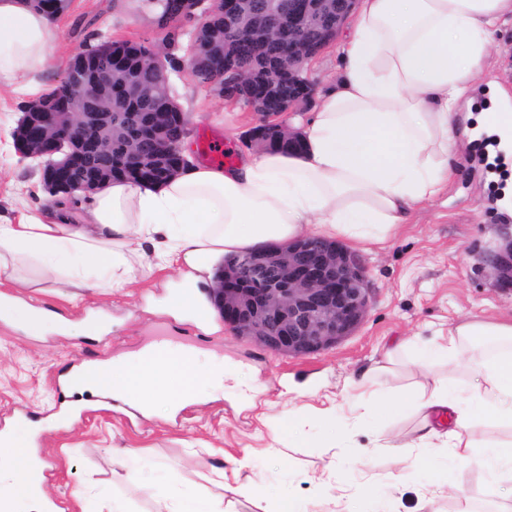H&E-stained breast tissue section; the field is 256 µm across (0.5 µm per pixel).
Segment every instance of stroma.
I'll use <instances>...</instances> for the list:
<instances>
[{
    "label": "stroma",
    "instance_id": "1",
    "mask_svg": "<svg viewBox=\"0 0 512 512\" xmlns=\"http://www.w3.org/2000/svg\"><path fill=\"white\" fill-rule=\"evenodd\" d=\"M54 25L55 68L43 79L47 92L89 34L145 44L164 39L149 11L131 0H71ZM170 83L188 116L190 140L205 128L225 148L242 150L241 138L257 119L251 109L225 102L185 72L171 74ZM495 88L512 98V22L472 93L476 132L455 154L457 175L434 201L418 205L392 240L359 248L370 280L367 315L350 336L320 353L272 352L234 334L214 309L205 324L173 315L168 301L186 283L178 269L117 287L73 288L29 265L19 270L21 283L0 282V434L37 423L29 449L52 461L43 488L57 512H99L114 498L128 512H156L146 487L171 479L223 499L230 512H274L273 500L282 494L302 512H361L370 495L381 512H458L461 493L512 512V481L490 482L475 464L449 465L447 488L431 493L412 447L418 414L402 411L370 433L343 400L359 373L382 363L387 369L374 388L386 397L435 378L471 387L472 375L463 367L418 370L413 344L465 317L512 318V290L500 287L483 263L486 252L512 235V210L503 204L512 193V154L491 145L479 128L483 102ZM26 100L0 87V216L13 220L55 204L38 161L21 159L14 149L12 132ZM17 302L58 313L70 332L28 328L4 309ZM158 331L199 349L204 370L223 371V380L208 376L198 401L172 413L147 416L88 393L84 407L65 410L70 371L128 356ZM288 413L294 426L286 432ZM329 418L346 429L345 447L325 440ZM245 456L268 498L239 500L230 492L236 462Z\"/></svg>",
    "mask_w": 512,
    "mask_h": 512
}]
</instances>
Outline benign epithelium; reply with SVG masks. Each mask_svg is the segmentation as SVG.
<instances>
[{"label": "benign epithelium", "mask_w": 512, "mask_h": 512, "mask_svg": "<svg viewBox=\"0 0 512 512\" xmlns=\"http://www.w3.org/2000/svg\"><path fill=\"white\" fill-rule=\"evenodd\" d=\"M358 0H344L333 18L322 20L323 0H266L269 15L264 25L252 22L243 0H182L177 13L155 19L158 28L169 30L184 21L202 27L218 11H224V34L247 38L260 46L273 44L288 56V68L275 69L276 78L296 81L299 90L288 96L287 111L300 112L311 105L315 91L302 77L306 62L315 59L333 41L354 12ZM167 47L147 46L153 60L157 84H169L164 56ZM268 68L248 70L233 59H225L224 75L234 84L219 82L214 92L226 100H237L251 92L252 85ZM61 82L83 90V97L57 111L56 100L39 98L28 102L24 116L13 132L14 147L23 158L41 161L45 189L53 197L71 196L103 188L112 177L110 170L85 172L76 184L70 171L83 165L86 135L98 134L97 147L112 150V71L69 63ZM259 124L244 136L249 143L268 147L274 133L288 151L296 149L301 133L267 121L272 115L267 102L253 98ZM485 262L498 284L512 288V239L501 249L488 253ZM370 288L368 270L355 252L319 237L305 236L285 245H273L241 253L235 271L213 281L210 295L222 309L224 323L237 335L254 340L269 350L305 356L325 350L351 335L363 322Z\"/></svg>", "instance_id": "benign-epithelium-1"}]
</instances>
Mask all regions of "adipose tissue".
<instances>
[{"instance_id": "adipose-tissue-1", "label": "adipose tissue", "mask_w": 512, "mask_h": 512, "mask_svg": "<svg viewBox=\"0 0 512 512\" xmlns=\"http://www.w3.org/2000/svg\"><path fill=\"white\" fill-rule=\"evenodd\" d=\"M512 0H359L340 46V77L320 94L313 112L283 115L304 140L299 154L240 155L234 165L191 163L166 182L116 180L83 196L80 212L67 201L49 211L0 220V277L17 263L84 288L97 287L137 255L143 269L187 267L259 245L314 235L352 245L384 244L413 208L437 197L454 169L450 153L472 132L460 124L471 103ZM54 32L30 0H0V85L37 95L51 64ZM496 344L470 366L476 384L460 395L441 383L417 386L400 400H380L367 369L350 395L375 426L402 409L420 412L419 460L444 487L445 465L434 451L450 449L463 466L512 476V442L480 447L475 420L512 428V320L466 318L421 343L423 355L453 365L472 341ZM202 376L199 350L155 358L141 352L79 368L67 393L108 392L146 414L194 402ZM31 427L0 437V512H44L47 498L30 481L37 458L26 451ZM152 494L162 512H223L173 485Z\"/></svg>"}]
</instances>
